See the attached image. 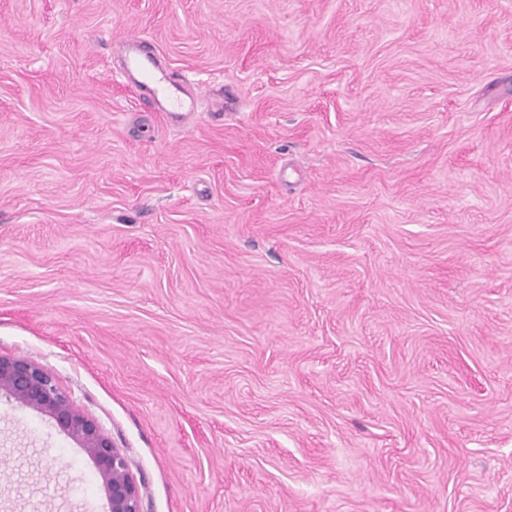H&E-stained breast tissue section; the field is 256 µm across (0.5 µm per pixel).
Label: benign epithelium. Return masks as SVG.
Wrapping results in <instances>:
<instances>
[{"label":"benign epithelium","mask_w":512,"mask_h":512,"mask_svg":"<svg viewBox=\"0 0 512 512\" xmlns=\"http://www.w3.org/2000/svg\"><path fill=\"white\" fill-rule=\"evenodd\" d=\"M0 391L20 405L50 417L95 463L108 512H142V495L126 458L95 421L80 412L36 362L0 355Z\"/></svg>","instance_id":"7a95c632"}]
</instances>
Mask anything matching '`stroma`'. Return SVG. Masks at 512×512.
<instances>
[{
    "instance_id": "1",
    "label": "stroma",
    "mask_w": 512,
    "mask_h": 512,
    "mask_svg": "<svg viewBox=\"0 0 512 512\" xmlns=\"http://www.w3.org/2000/svg\"><path fill=\"white\" fill-rule=\"evenodd\" d=\"M0 355L143 512H512V0H0ZM106 510L0 393V512ZM156 58L140 42L138 51L128 59L123 76L140 89L142 101L154 112H164L170 121H178L196 110L198 97L191 90L193 81L186 75L172 77L158 67ZM0 391L50 417L95 463L109 512H142V495L126 458L95 421L80 412L36 362L0 355Z\"/></svg>"
}]
</instances>
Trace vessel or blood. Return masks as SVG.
Masks as SVG:
<instances>
[{"mask_svg": "<svg viewBox=\"0 0 512 512\" xmlns=\"http://www.w3.org/2000/svg\"><path fill=\"white\" fill-rule=\"evenodd\" d=\"M124 76L140 89L142 101L154 111L164 113L169 120H180L196 109L197 95L191 89L192 79L175 78L160 69L155 54L146 48H139L128 59Z\"/></svg>", "mask_w": 512, "mask_h": 512, "instance_id": "1", "label": "vessel or blood"}]
</instances>
